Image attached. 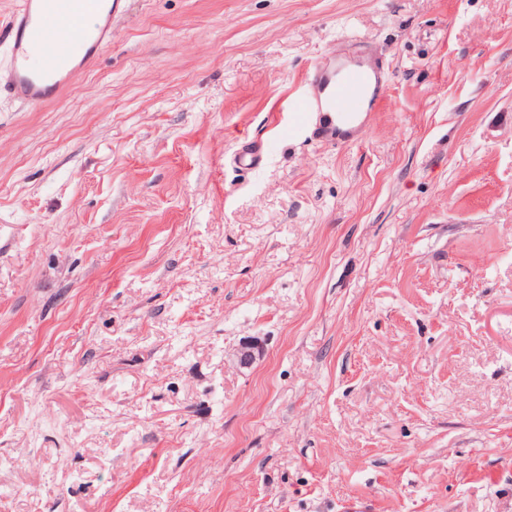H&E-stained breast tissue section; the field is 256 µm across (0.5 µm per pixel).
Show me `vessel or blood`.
I'll return each instance as SVG.
<instances>
[{
  "label": "vessel or blood",
  "instance_id": "vessel-or-blood-1",
  "mask_svg": "<svg viewBox=\"0 0 512 512\" xmlns=\"http://www.w3.org/2000/svg\"><path fill=\"white\" fill-rule=\"evenodd\" d=\"M123 0H23L7 27L12 46L9 89L22 103L59 98L68 84L92 67L112 41V21ZM97 19L83 26L86 16ZM312 92L300 98L292 125L312 128L323 141H357L381 99L380 68L363 53L317 62L308 71Z\"/></svg>",
  "mask_w": 512,
  "mask_h": 512
}]
</instances>
